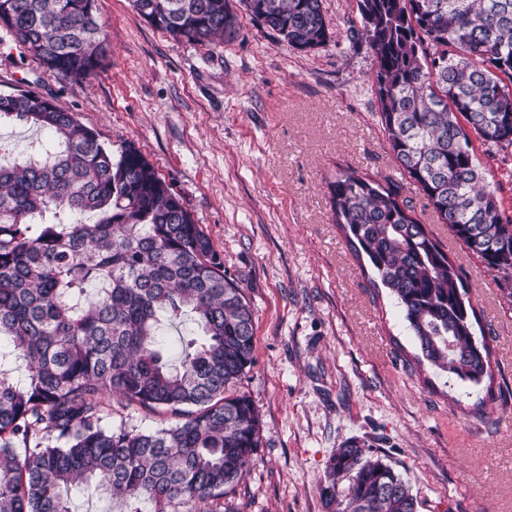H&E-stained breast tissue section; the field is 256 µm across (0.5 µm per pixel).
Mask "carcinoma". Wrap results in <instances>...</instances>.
I'll list each match as a JSON object with an SVG mask.
<instances>
[{
	"label": "carcinoma",
	"instance_id": "obj_1",
	"mask_svg": "<svg viewBox=\"0 0 512 512\" xmlns=\"http://www.w3.org/2000/svg\"><path fill=\"white\" fill-rule=\"evenodd\" d=\"M152 27L204 45L235 33L228 0H130ZM291 47L331 35L323 0H241ZM374 60L378 120L400 168L440 221L512 280V217L470 133L512 146V0H357ZM6 27L48 70L79 82L109 43L97 0H0ZM50 135L38 155L0 162V512H72L93 485L118 512H219L252 467L262 423L236 389L254 357V311L183 198L131 143L115 154L52 97L0 93V121ZM333 221L401 307L423 360L493 382L461 274L402 198L348 168L329 183ZM96 215L93 223L72 220ZM198 334L169 360L161 334ZM25 374L16 375L18 365ZM171 423L112 424V404ZM326 512H419L400 474L350 440L334 449Z\"/></svg>",
	"mask_w": 512,
	"mask_h": 512
}]
</instances>
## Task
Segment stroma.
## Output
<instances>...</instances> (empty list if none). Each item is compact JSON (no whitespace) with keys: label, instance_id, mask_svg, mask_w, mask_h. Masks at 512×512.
Returning <instances> with one entry per match:
<instances>
[{"label":"stroma","instance_id":"1","mask_svg":"<svg viewBox=\"0 0 512 512\" xmlns=\"http://www.w3.org/2000/svg\"><path fill=\"white\" fill-rule=\"evenodd\" d=\"M224 41L177 42L129 0H97L110 53L74 83L0 27V93L53 95L102 141L134 143L180 194L255 313L254 362L237 384L263 440L226 512H325L333 450L354 439L409 484L419 512H512V283L455 240L402 174L378 123L374 55L353 35L356 0H323L330 42L289 47L229 0ZM512 214V147L475 141ZM340 167L400 181L462 270L496 361L493 389L412 363V332L389 290L361 273L332 220ZM483 402L482 414L472 413Z\"/></svg>","mask_w":512,"mask_h":512}]
</instances>
